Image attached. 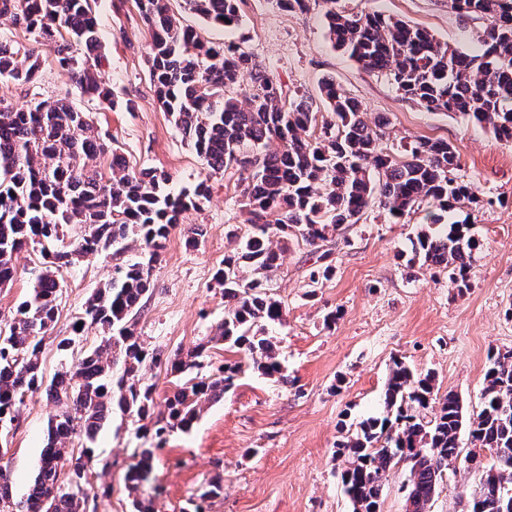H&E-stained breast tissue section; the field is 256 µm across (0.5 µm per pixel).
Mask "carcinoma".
<instances>
[{
  "instance_id": "1",
  "label": "carcinoma",
  "mask_w": 512,
  "mask_h": 512,
  "mask_svg": "<svg viewBox=\"0 0 512 512\" xmlns=\"http://www.w3.org/2000/svg\"><path fill=\"white\" fill-rule=\"evenodd\" d=\"M151 33L148 65L161 108L210 173L228 168L244 182L248 229L215 273L224 288V322L187 358L164 355L140 341L135 315L152 286L151 272L163 242L181 216L207 199L201 181L178 189L163 171L134 172L113 162L117 152L95 131L89 116L68 101L41 100L25 109L0 105V287L14 281L18 253L41 246L43 259L32 292L8 315L0 335V424L13 423L24 398L41 390L61 410L48 427L40 466L22 505L12 501L10 479L0 472V512H86L91 446L113 409L149 421L154 439L188 429L204 406L234 386L244 367L288 383L266 326L280 321L281 302L267 289L283 249L296 240L320 248L380 207L401 218L433 201L445 213L475 204L471 183L458 175L460 157L441 139H417L395 155L383 146L389 119L368 122L358 102L330 78L320 91L328 111L312 110L304 96L283 102V89L240 42L214 46L184 27L168 0H137ZM208 24H241L238 0H185ZM332 45L365 70L387 80L402 98L430 112H454L512 142V0H448V10L487 21L474 47L453 48L424 28L382 13L347 10L321 0ZM25 25L48 48L83 93L108 99L93 71L100 48L98 18L89 0H0V17ZM42 60L0 36V81L35 80ZM278 212L282 218L271 223ZM80 233L67 246L65 229ZM471 225L453 219L432 223L411 240L412 260L448 273L460 291L469 288ZM279 237L283 245H273ZM137 242L144 259L116 268L95 289L81 322L103 330L101 343L46 380L40 345L58 312L60 273L78 256L121 250ZM331 250L307 270L310 285L333 273ZM237 358L201 377L175 385L167 415L154 416L155 384L145 367L181 378L200 366L211 344ZM435 376L415 375L402 360L390 369L384 410L347 431L337 448L347 458L341 473L353 512H379L383 477L400 462L409 469L408 512H430L439 481L462 452L468 432L481 461L479 497L472 512H503L512 504V351H493L482 390L483 406L465 413L459 396L434 395ZM155 449L139 448L125 471L136 488L149 480Z\"/></svg>"
}]
</instances>
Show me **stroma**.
Here are the masks:
<instances>
[{"label":"stroma","mask_w":512,"mask_h":512,"mask_svg":"<svg viewBox=\"0 0 512 512\" xmlns=\"http://www.w3.org/2000/svg\"><path fill=\"white\" fill-rule=\"evenodd\" d=\"M346 8L378 11L428 29L461 49L472 46L481 19L448 9V0H341ZM101 44L96 73L111 88L112 103L82 94L69 76L45 61L31 85L0 81V103L22 108L48 98L69 97L88 112L98 131L111 140L129 169L153 168L177 186L207 181L209 199L185 214L169 235L152 271L153 288L136 317L147 347L188 352L214 336L224 318V291L214 273L244 227L238 172L207 175L199 158L163 112L153 92L146 56L150 35L135 0H97ZM238 30L246 46L284 90L306 97L313 111H325L320 84L333 78L355 97L366 120L387 115L386 145L421 137L443 139L460 155V176L472 184L475 204L458 207L478 240L470 259V287L458 291L446 274L411 261L410 239L428 224L434 207L423 204L396 220L379 208L345 231L332 248L333 277L308 285L306 272L316 256L290 244L269 283L282 303V318L269 333L279 347L287 381L250 371L238 378L223 400L206 406L191 431H170L153 460L149 481L125 486L124 471L134 449L151 437L129 416L114 413L97 435L99 459L92 465L94 487L111 486L97 512H134V501L154 512H187L189 502L213 478L223 489L206 503L207 512H352L340 471L345 459L336 443L342 427L383 410V395L394 358L416 372H433L438 394L457 393L466 413L481 408L488 355L512 350V143L451 112H429L402 99L384 79L361 69L333 47L317 5L288 12L276 0H240ZM202 236H194V229ZM138 246L115 256L79 258L61 274L57 318L46 336L41 366L46 375L69 365L57 343L75 337L77 348L99 344L102 333L86 325L74 333L92 292L111 279L116 267L138 260ZM18 275L0 287V313H9L31 291L39 253L23 249ZM336 312L325 327L324 317ZM58 407L45 393L27 396L10 429L11 449L0 459L10 474L14 500L32 483L48 423ZM479 472L464 461L449 466L431 512H463Z\"/></svg>","instance_id":"1"}]
</instances>
